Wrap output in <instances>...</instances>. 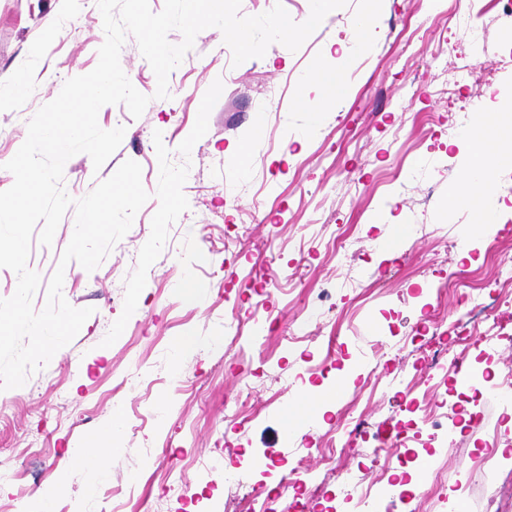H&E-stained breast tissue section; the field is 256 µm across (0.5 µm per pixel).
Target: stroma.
Wrapping results in <instances>:
<instances>
[{
    "mask_svg": "<svg viewBox=\"0 0 512 512\" xmlns=\"http://www.w3.org/2000/svg\"><path fill=\"white\" fill-rule=\"evenodd\" d=\"M345 10L369 15L354 65L332 14L299 50L274 43L237 66L222 32L208 28L171 72L166 99L127 37L121 67L150 101L137 119L125 105L102 107V129H125L120 146L98 169L87 154L71 157L62 186L82 198L131 159L149 198L97 269L66 266V300L94 310L77 336L24 386L0 391V456L18 474L0 480V512H37L49 492L54 512H224L227 493L263 497L281 481L288 488L272 512H289L297 458L316 461L308 504L325 512L344 497L320 464L331 437L349 439L345 463L366 484L397 472L399 454L425 452L423 439L407 438L375 454L407 416L402 398L372 394L377 381L413 385L424 407L446 394L465 424L436 451L441 491L467 512H512L501 499L512 484V404L497 397L512 340L485 379L479 349L455 336L473 325L456 305L464 289L512 292V165L492 175L496 226L507 232L498 243L475 233L461 244L460 227L477 214L448 204L474 151L461 112L479 92L460 69L470 34L450 15L474 14L494 49L512 45V17L493 0H348ZM104 39L95 0H0V76L39 89L0 110V191L14 183L5 165L29 120L67 79L95 68ZM318 65L342 73L347 94L314 113L300 101L327 92L299 78ZM74 225L67 211L51 246L31 242L35 310ZM324 289L335 311L284 347L303 295ZM428 302L449 335H418ZM455 359L471 367L472 387L437 370ZM313 393L325 397L323 416L281 439L287 405ZM114 419L107 477L75 469L72 451ZM486 457L493 468L477 472ZM441 491L420 483L412 502L386 500L383 512H438Z\"/></svg>",
    "mask_w": 512,
    "mask_h": 512,
    "instance_id": "stroma-1",
    "label": "stroma"
}]
</instances>
